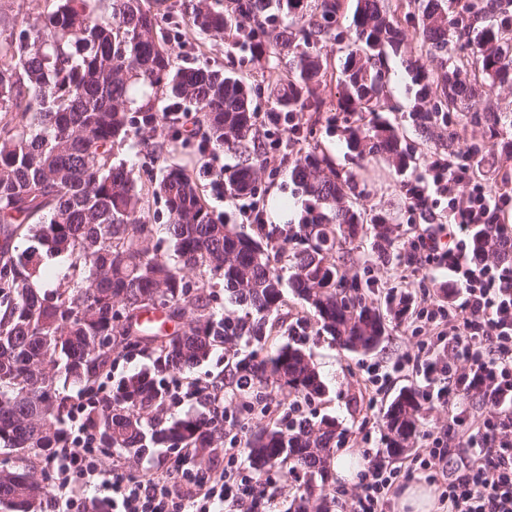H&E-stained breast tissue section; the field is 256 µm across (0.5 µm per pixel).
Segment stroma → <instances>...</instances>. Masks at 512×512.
<instances>
[{
  "label": "stroma",
  "instance_id": "stroma-1",
  "mask_svg": "<svg viewBox=\"0 0 512 512\" xmlns=\"http://www.w3.org/2000/svg\"><path fill=\"white\" fill-rule=\"evenodd\" d=\"M168 40L176 63L183 66L206 61L214 68L221 69L233 61L240 64L244 76L266 87L277 83L282 74L281 69H272L251 61L245 48L229 49L224 41L210 40L193 34L184 27L169 31ZM320 95L324 100V108L319 123L312 125L310 141L320 146L336 170L356 169L355 160L331 121L336 114V104L340 96L337 81L329 79L323 82ZM155 139L164 145L159 157L138 154L126 147L119 151L120 158L133 166L134 176L143 188H151L161 169L167 164L186 166L193 175L199 176L205 201L216 217L228 216L236 223H247V216L239 210V201L218 197L210 179L201 175V168L206 164L218 170L241 162L242 156L236 148L226 147L207 154L202 153L201 134L189 131L179 134L173 126L167 124L158 129ZM361 177L366 193L358 199V207L391 212L397 218L391 231L394 244L387 248L385 257H378L369 241L351 254L355 272L368 283L370 296L385 319L387 334L378 348L368 353L339 349L326 335L319 338L303 336L298 340L300 347L310 353L317 363L327 386L321 398L305 403L304 412L312 418L325 415L335 418L338 425L335 451L339 454L347 449L359 452L366 448H384V412L400 391H414L418 388L415 376L393 379L379 396L377 406L373 409L369 408L368 398L363 391L362 366L372 363L388 365L396 357L412 356L418 351L417 340L406 323L397 320L389 308L386 301L389 288L404 283L412 293L427 291L431 302L444 304L448 301L446 271H416L408 261L414 229L410 222V201L404 188L399 182L392 180L380 165L368 166L361 171ZM258 184L269 203L285 204L291 212L297 214L304 212L305 201L302 196L294 193L289 170L287 166L281 165L278 156H271L267 167L260 172ZM264 423L265 420L260 415L234 411L232 421L224 425L223 447L216 449L214 456L205 457L201 461L193 456L182 457L175 449L155 448L137 457L126 452L109 450L99 456L98 466L102 471L108 472L114 465L119 464L128 474L136 476L152 468L186 469L193 472L205 470L212 466L215 457L223 456L225 449L233 447L235 441L247 440ZM255 481L258 489L272 494V512H287L301 483L300 478L286 474L284 470L276 467L256 476Z\"/></svg>",
  "mask_w": 512,
  "mask_h": 512
}]
</instances>
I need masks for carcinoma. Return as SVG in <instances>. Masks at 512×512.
I'll return each mask as SVG.
<instances>
[{
	"label": "carcinoma",
	"instance_id": "obj_1",
	"mask_svg": "<svg viewBox=\"0 0 512 512\" xmlns=\"http://www.w3.org/2000/svg\"><path fill=\"white\" fill-rule=\"evenodd\" d=\"M54 9L19 35L0 36V447L26 448L48 457L83 396L80 418L104 448L142 454L151 448H218L224 442V397L241 408L272 388L306 401L325 383L302 348L286 341L268 357L244 354L239 342L257 346L279 326L286 291L312 313L289 324V336L315 332L351 351H372L387 328L364 292L349 259L351 247L369 237L388 241L387 212L355 208L360 176L338 172L315 145L296 152L312 127L293 122L299 112L319 113L318 89L328 60L315 51L341 43L343 0H110L99 11L92 0H53ZM419 39L405 44L401 20L384 0H356L352 43L346 46L337 82L343 92L336 130L364 169L384 161L396 176L428 168L388 112L398 108L387 93L389 54H405L416 86L407 112L411 124L449 158L457 124L488 129L490 146L512 155V139L495 141L512 128V113L476 99V87L512 88V0H414ZM183 25L231 47L246 43L251 59L287 60L283 78L269 89L271 108L258 110L261 88L235 71L208 62H174L161 22ZM437 63L433 71L422 57ZM191 103L203 120L205 143L235 144L246 159L224 168V194L259 195L258 173L267 165L266 145L256 138L271 114L288 119L291 179L308 197L305 215L285 227L256 224L251 235L214 218L196 178L168 165L151 194L165 201L166 239L173 257L151 245L145 193L133 169L114 160V149L131 141L151 152L163 145L140 133L164 122L158 104ZM285 235L294 247L275 246ZM478 256L512 264V237L492 225L474 230ZM63 257L66 271L55 287L39 284L44 259ZM241 314L212 306L217 290ZM160 296L168 319L185 325L166 333L146 313ZM229 354L228 370L191 383L184 397L197 408L180 412L165 385L192 374L218 347ZM146 355L151 367L108 388L120 358ZM78 388L66 391L60 382ZM421 405L413 391L385 413L386 453L398 456L420 433ZM336 419L306 416L260 428L246 442L257 471L275 464L303 476V492L288 512H328L326 483L336 443ZM13 495L41 512L45 492L35 483L0 481V496Z\"/></svg>",
	"mask_w": 512,
	"mask_h": 512
}]
</instances>
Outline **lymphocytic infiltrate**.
<instances>
[{
  "label": "lymphocytic infiltrate",
  "instance_id": "f902f5d3",
  "mask_svg": "<svg viewBox=\"0 0 512 512\" xmlns=\"http://www.w3.org/2000/svg\"><path fill=\"white\" fill-rule=\"evenodd\" d=\"M430 177L431 187L413 186V197L430 189L447 197L454 222L426 227L410 262L420 270H447L448 304L426 305L416 314L428 332L422 358L402 356L387 369L373 363L366 373L374 384L415 366L422 377L419 398L447 408L449 428L464 442L455 448L433 439L404 469L381 451L365 449L368 466L359 477L354 512H392L399 485L418 475L437 486L448 512H512V276L475 259L471 248L474 229L500 223L512 197L491 194L466 165L442 161ZM439 349L449 350L452 360L439 363ZM98 451L95 436L78 424L46 460L61 491L57 512H82L91 488L104 493L112 512H223L227 506L267 512L268 501L243 474L236 449L204 473L166 469L146 477L118 465L104 473Z\"/></svg>",
  "mask_w": 512,
  "mask_h": 512
}]
</instances>
